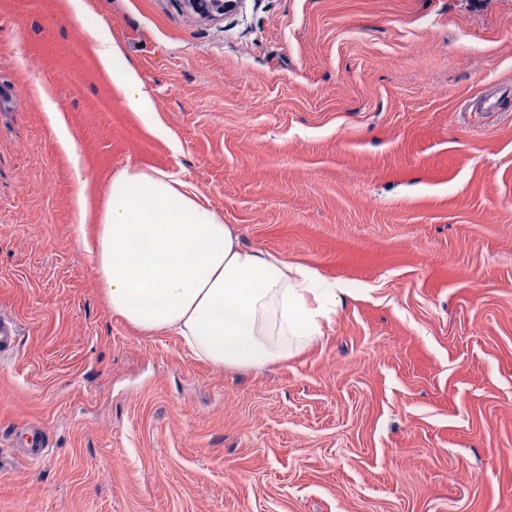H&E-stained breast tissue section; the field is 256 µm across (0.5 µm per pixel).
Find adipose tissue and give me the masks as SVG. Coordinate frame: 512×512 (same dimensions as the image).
Wrapping results in <instances>:
<instances>
[{
    "label": "adipose tissue",
    "instance_id": "ef3b65f1",
    "mask_svg": "<svg viewBox=\"0 0 512 512\" xmlns=\"http://www.w3.org/2000/svg\"><path fill=\"white\" fill-rule=\"evenodd\" d=\"M102 69L137 112L152 111L136 69L84 0H68ZM83 245L114 314L144 333L182 336L200 360L259 370L320 335L349 290L311 267L240 246L190 183L125 167L111 180L97 232Z\"/></svg>",
    "mask_w": 512,
    "mask_h": 512
}]
</instances>
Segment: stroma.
<instances>
[{"mask_svg":"<svg viewBox=\"0 0 512 512\" xmlns=\"http://www.w3.org/2000/svg\"><path fill=\"white\" fill-rule=\"evenodd\" d=\"M85 2L154 112L0 0V512H512V0ZM127 166L353 297L260 371L139 332L79 241ZM20 335V324L12 317L0 313V357L6 358L14 351Z\"/></svg>","mask_w":512,"mask_h":512,"instance_id":"1","label":"stroma"}]
</instances>
